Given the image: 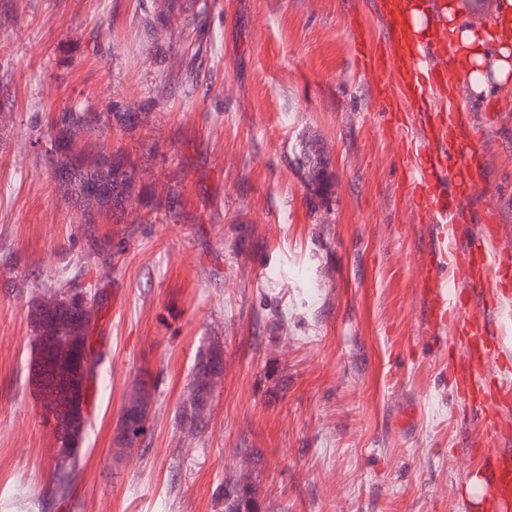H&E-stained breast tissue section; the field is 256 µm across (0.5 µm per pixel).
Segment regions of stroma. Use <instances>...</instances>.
I'll return each mask as SVG.
<instances>
[{
    "label": "stroma",
    "mask_w": 512,
    "mask_h": 512,
    "mask_svg": "<svg viewBox=\"0 0 512 512\" xmlns=\"http://www.w3.org/2000/svg\"><path fill=\"white\" fill-rule=\"evenodd\" d=\"M208 2L206 76L192 89L170 78L177 36L144 23L153 0H0V76L15 97L0 116V254L16 258L0 265V512H219L215 487L247 470L266 512H475L477 462L459 442L478 425L448 380L451 333L419 320L420 217L355 69L351 18L379 33L368 0ZM454 91L484 155L478 196L512 225V81L481 98L463 80ZM113 100L150 104L155 126L87 151L120 145L156 180L179 181L185 217L140 225L120 273L86 275L109 304L92 325L101 360L83 466L60 503L27 301L83 241L42 138L63 108ZM311 136L329 157L326 204L292 163ZM216 336L224 375L193 436L174 413ZM140 376L155 398L125 466L113 437Z\"/></svg>",
    "instance_id": "obj_1"
}]
</instances>
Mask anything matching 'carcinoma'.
I'll list each match as a JSON object with an SVG mask.
<instances>
[{
    "instance_id": "cac0c4a2",
    "label": "carcinoma",
    "mask_w": 512,
    "mask_h": 512,
    "mask_svg": "<svg viewBox=\"0 0 512 512\" xmlns=\"http://www.w3.org/2000/svg\"><path fill=\"white\" fill-rule=\"evenodd\" d=\"M199 0H161L146 18V26L159 37L172 31L171 21L181 20L178 31L182 53L179 71L186 82L198 83L202 63L207 15L198 7ZM153 113L142 107L111 101L102 110L70 108L59 113L48 125L49 148L45 160L52 170L61 197L77 210L79 230L85 248L73 260L66 275L44 284L39 295L28 302V320L35 335V385L41 387L40 376L56 371L68 382L63 396L44 397L45 405L60 424L62 435L57 465L53 471L52 496H72L74 481L82 468L80 445L90 419L81 415L89 387L95 384L98 359H90L78 345L90 316L76 301L72 291L82 287L89 265L102 266L115 272L129 251L137 229L127 217L140 209L163 212V219L182 216L181 192L168 185L161 192L144 181V170L135 167L118 148L95 155L84 152V139L107 130L133 132L149 125ZM294 164L322 201L332 197L333 183L328 173L329 159L324 146L305 141L294 157ZM224 375V346L219 339L198 351L192 378L175 412V422L191 434L201 432L207 424L213 394ZM153 403L152 386L142 378L134 387L121 412L120 427L114 443L125 453L143 442L146 422ZM222 512H263L256 484H241L226 479L213 492Z\"/></svg>"
}]
</instances>
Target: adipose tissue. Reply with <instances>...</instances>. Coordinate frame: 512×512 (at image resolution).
Instances as JSON below:
<instances>
[{
	"label": "adipose tissue",
	"instance_id": "obj_1",
	"mask_svg": "<svg viewBox=\"0 0 512 512\" xmlns=\"http://www.w3.org/2000/svg\"><path fill=\"white\" fill-rule=\"evenodd\" d=\"M501 18L492 28L474 30L449 12L448 32L457 45L456 63L468 78L470 91L486 94L490 81L512 79V0H501Z\"/></svg>",
	"mask_w": 512,
	"mask_h": 512
}]
</instances>
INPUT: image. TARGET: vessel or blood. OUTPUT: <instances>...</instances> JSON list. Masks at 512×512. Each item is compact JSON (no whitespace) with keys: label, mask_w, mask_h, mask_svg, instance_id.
<instances>
[{"label":"vessel or blood","mask_w":512,"mask_h":512,"mask_svg":"<svg viewBox=\"0 0 512 512\" xmlns=\"http://www.w3.org/2000/svg\"><path fill=\"white\" fill-rule=\"evenodd\" d=\"M377 2L385 37L372 45L359 36L354 56L380 107L383 136L403 159L402 191L430 228L414 277L424 319L461 342L449 376L482 430L466 441L479 463L477 512H512V359L494 325L512 299V226L490 201L476 223L465 220L484 162L468 113L446 93L453 55L443 0ZM416 4L424 17L420 32Z\"/></svg>","instance_id":"vessel-or-blood-1"}]
</instances>
